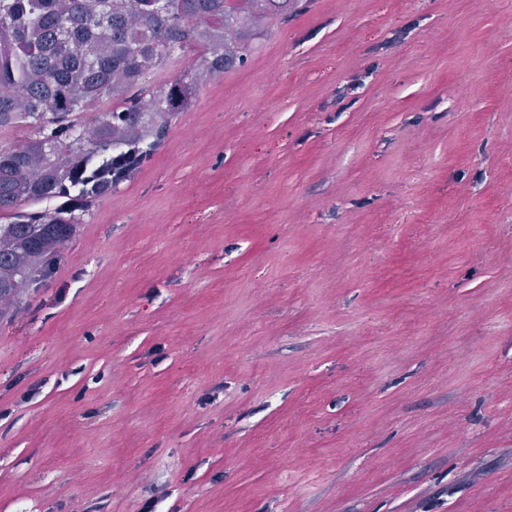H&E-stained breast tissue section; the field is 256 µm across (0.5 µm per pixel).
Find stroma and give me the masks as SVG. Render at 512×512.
I'll use <instances>...</instances> for the list:
<instances>
[{"label":"stroma","instance_id":"35a3bbf8","mask_svg":"<svg viewBox=\"0 0 512 512\" xmlns=\"http://www.w3.org/2000/svg\"><path fill=\"white\" fill-rule=\"evenodd\" d=\"M1 405L0 512H512V0L270 21L0 321Z\"/></svg>","mask_w":512,"mask_h":512}]
</instances>
